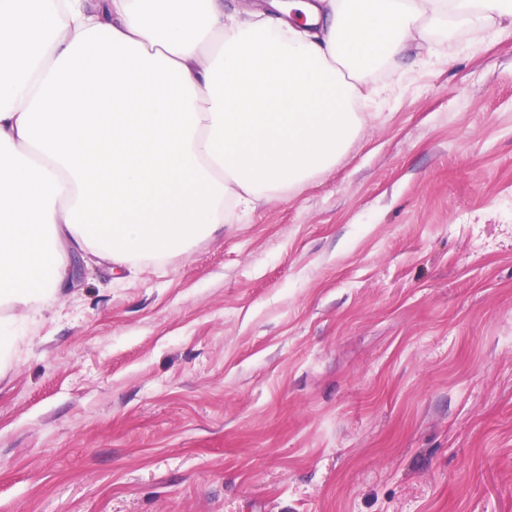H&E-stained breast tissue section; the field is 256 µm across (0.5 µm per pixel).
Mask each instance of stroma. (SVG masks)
Here are the masks:
<instances>
[{
  "instance_id": "stroma-1",
  "label": "stroma",
  "mask_w": 512,
  "mask_h": 512,
  "mask_svg": "<svg viewBox=\"0 0 512 512\" xmlns=\"http://www.w3.org/2000/svg\"><path fill=\"white\" fill-rule=\"evenodd\" d=\"M367 83L301 190L11 310L0 512H512V30Z\"/></svg>"
}]
</instances>
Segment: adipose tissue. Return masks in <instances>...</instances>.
Listing matches in <instances>:
<instances>
[{"instance_id":"adipose-tissue-1","label":"adipose tissue","mask_w":512,"mask_h":512,"mask_svg":"<svg viewBox=\"0 0 512 512\" xmlns=\"http://www.w3.org/2000/svg\"><path fill=\"white\" fill-rule=\"evenodd\" d=\"M512 0H0V307L77 256L164 264L300 189L359 131L357 86Z\"/></svg>"}]
</instances>
